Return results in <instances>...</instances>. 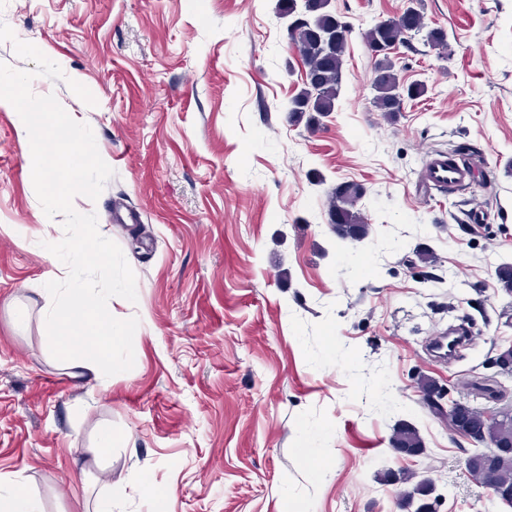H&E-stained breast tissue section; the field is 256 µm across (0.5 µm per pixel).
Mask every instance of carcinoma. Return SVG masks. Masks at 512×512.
Segmentation results:
<instances>
[{
	"instance_id": "obj_1",
	"label": "carcinoma",
	"mask_w": 512,
	"mask_h": 512,
	"mask_svg": "<svg viewBox=\"0 0 512 512\" xmlns=\"http://www.w3.org/2000/svg\"><path fill=\"white\" fill-rule=\"evenodd\" d=\"M304 8L309 18L296 20L288 31L292 45L298 48L308 68V79L291 99L288 112L293 121L304 120L306 126L312 128L319 118L336 110L350 26L327 8L325 0H304ZM420 33L424 34V44L431 49L448 48L445 32L439 28L424 30L420 15L412 5L405 9L401 18L381 21L364 33L367 45L375 53L372 102L388 120L400 111L401 103L416 100L426 93L422 82L405 86L399 81L396 63L389 52L391 47L406 43L412 35ZM364 195L365 189L356 183L341 184L331 193L330 222L339 239L361 241L368 236L369 225L356 210ZM470 423L482 429L490 442L500 447L491 457L480 450L473 452L471 470L478 471L488 464L501 477L512 481V414L505 413L498 420H490L485 413L475 410ZM390 444L394 448L423 447L418 431L405 423L396 426ZM431 489V480L422 479L402 491L401 500L409 506L419 500L421 504L416 512H431L430 505L424 502Z\"/></svg>"
}]
</instances>
